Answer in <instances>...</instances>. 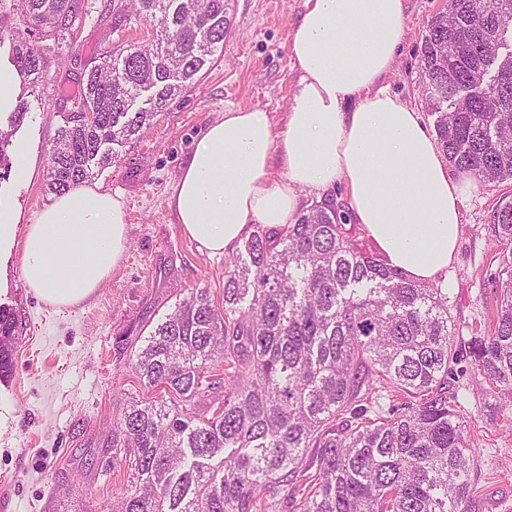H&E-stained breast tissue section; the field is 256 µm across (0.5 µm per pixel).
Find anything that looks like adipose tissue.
Masks as SVG:
<instances>
[{
    "label": "adipose tissue",
    "instance_id": "ef3b65f1",
    "mask_svg": "<svg viewBox=\"0 0 512 512\" xmlns=\"http://www.w3.org/2000/svg\"><path fill=\"white\" fill-rule=\"evenodd\" d=\"M404 17L405 0H304L290 43L299 77L284 128L238 107L194 144L168 200L190 240L222 254L253 225L294 223L301 191L341 183L355 222L389 267L447 287L465 187L419 113L378 86L393 67ZM125 241L121 199L74 187L26 226L25 280L51 306L77 305L110 276Z\"/></svg>",
    "mask_w": 512,
    "mask_h": 512
}]
</instances>
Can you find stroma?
<instances>
[{
	"instance_id": "obj_1",
	"label": "stroma",
	"mask_w": 512,
	"mask_h": 512,
	"mask_svg": "<svg viewBox=\"0 0 512 512\" xmlns=\"http://www.w3.org/2000/svg\"><path fill=\"white\" fill-rule=\"evenodd\" d=\"M448 0H406L404 37L383 86L420 112L426 128L435 117L423 102L419 47L428 21ZM90 7L71 33L49 41L47 72L38 87L22 85L29 111L13 141L25 142L29 176L16 166L0 170V206L36 219L54 195L46 189L48 148L72 111L86 70L118 49L153 39L148 23L121 0H79ZM304 0H231V29L208 70L184 87L144 137L114 149L111 166L93 182L119 196L127 212V242L109 279L79 305L53 308L26 283L22 239L0 249V301L17 311L22 326L13 371L0 380V496L9 512H70L80 495L86 512H105L127 479L123 469L99 475L93 459L120 406L142 389L116 350L119 337L144 335L178 290L208 289L224 301V274L232 252L212 256L183 233L168 205L195 139L225 110L268 112L283 125L298 73L290 57L292 30ZM512 199V180L471 181L462 208L459 240L448 267V312L454 332L451 364L474 448L472 478L481 491L476 512H512V407L498 411L502 393L471 364L465 345L487 328L500 270L493 241L496 206Z\"/></svg>"
}]
</instances>
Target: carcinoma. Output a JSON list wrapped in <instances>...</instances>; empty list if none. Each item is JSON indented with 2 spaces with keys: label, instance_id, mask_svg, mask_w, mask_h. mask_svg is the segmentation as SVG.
<instances>
[{
  "label": "carcinoma",
  "instance_id": "1",
  "mask_svg": "<svg viewBox=\"0 0 512 512\" xmlns=\"http://www.w3.org/2000/svg\"><path fill=\"white\" fill-rule=\"evenodd\" d=\"M230 0H127L155 39L102 58L82 78L90 113L68 112L51 145L48 189L112 164L214 62ZM23 23L61 35L78 0H16ZM512 0H452L419 48L437 143L459 172L512 179V58L498 35ZM48 49L12 34L11 61L36 85ZM148 98L136 105L143 93ZM21 99L0 124L10 163ZM347 213L314 203L295 223L254 225L224 275V305L194 288L143 337L117 347L149 393L114 418L97 463L127 481L108 512H472V449L448 382V292L418 284L346 236ZM501 275L492 327L467 342L491 384L512 391V201L492 215ZM18 315L0 306V377L12 371ZM403 395L382 415L386 393ZM208 401L199 413L201 401Z\"/></svg>",
  "mask_w": 512,
  "mask_h": 512
}]
</instances>
